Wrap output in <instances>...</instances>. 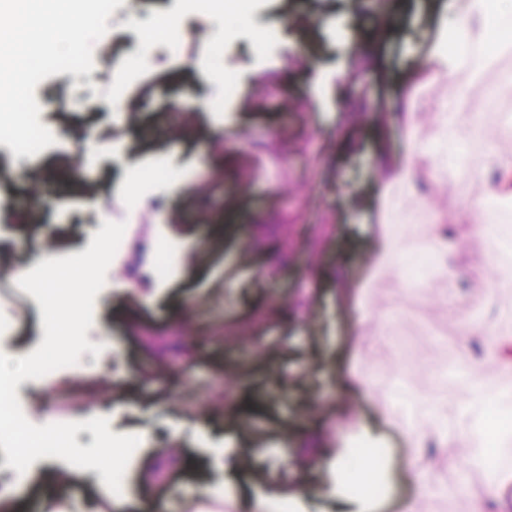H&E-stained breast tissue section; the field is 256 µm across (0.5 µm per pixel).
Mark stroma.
I'll return each instance as SVG.
<instances>
[{
	"label": "stroma",
	"instance_id": "stroma-1",
	"mask_svg": "<svg viewBox=\"0 0 512 512\" xmlns=\"http://www.w3.org/2000/svg\"><path fill=\"white\" fill-rule=\"evenodd\" d=\"M386 0H244L226 27L201 18L224 0H124L93 51L95 73H121L119 99L41 81L39 121L56 142L36 155L0 143V261L13 276L36 255L86 251L104 221L124 246L97 294L89 362L21 381L35 424L109 420L141 438L126 468L127 512H184L207 491L223 512H351L334 494L333 459L366 450L369 512H474L497 466L512 489V370L485 335L512 338V237L483 234L491 200L463 176L512 154V37L461 64L467 96L430 70L445 0H400L401 17L368 67L360 49ZM153 47V83L127 86L130 53ZM169 108L185 110L173 134ZM482 113L488 144L466 166L448 155V113ZM416 183H392L405 159ZM36 222L19 220L20 212ZM401 254L430 244L436 264L403 281L372 272L385 225ZM456 287H449L445 266ZM12 357L44 339L37 300L0 301ZM486 386L473 406L472 381ZM209 387L192 411L184 399ZM94 469L41 457L0 490V512H44L45 489L70 512H100ZM301 507L288 503L294 486ZM512 512V496L484 503Z\"/></svg>",
	"mask_w": 512,
	"mask_h": 512
}]
</instances>
